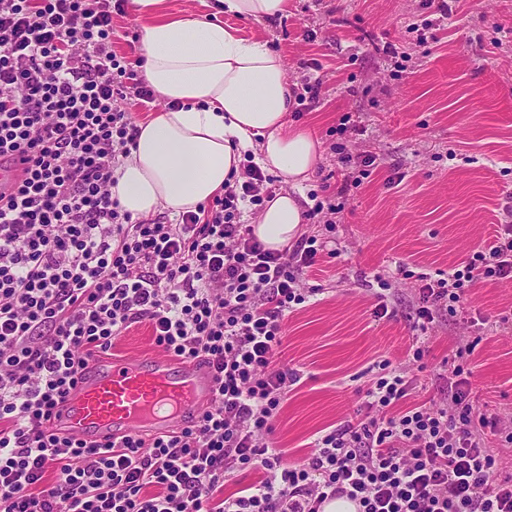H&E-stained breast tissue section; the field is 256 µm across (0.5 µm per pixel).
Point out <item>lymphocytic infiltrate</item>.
Returning a JSON list of instances; mask_svg holds the SVG:
<instances>
[{
	"label": "lymphocytic infiltrate",
	"mask_w": 512,
	"mask_h": 512,
	"mask_svg": "<svg viewBox=\"0 0 512 512\" xmlns=\"http://www.w3.org/2000/svg\"><path fill=\"white\" fill-rule=\"evenodd\" d=\"M125 0H0V158L28 168L0 208V512H512V475L486 443L499 418L476 415L462 368L443 404L412 403L391 370L367 392L368 416L315 439L284 465L268 437L299 377L278 361L284 319L314 289L303 274L316 237L279 251L241 220L272 198L258 165L197 211L135 217L112 195L139 128L124 100L150 107L143 59L112 48ZM416 317L463 309L466 286L512 279V225L463 269L420 274ZM146 322L157 346L204 358L219 387L197 421L151 442L104 446L48 431L87 357ZM248 466L261 478L223 496Z\"/></svg>",
	"instance_id": "1"
}]
</instances>
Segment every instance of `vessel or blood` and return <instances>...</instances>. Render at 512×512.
<instances>
[{"label": "vessel or blood", "mask_w": 512, "mask_h": 512, "mask_svg": "<svg viewBox=\"0 0 512 512\" xmlns=\"http://www.w3.org/2000/svg\"><path fill=\"white\" fill-rule=\"evenodd\" d=\"M216 377L202 360L153 350L94 355L49 428L97 444L128 434L148 441L190 425L212 404Z\"/></svg>", "instance_id": "vessel-or-blood-1"}]
</instances>
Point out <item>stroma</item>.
Masks as SVG:
<instances>
[{"instance_id": "35a3bbf8", "label": "stroma", "mask_w": 512, "mask_h": 512, "mask_svg": "<svg viewBox=\"0 0 512 512\" xmlns=\"http://www.w3.org/2000/svg\"><path fill=\"white\" fill-rule=\"evenodd\" d=\"M168 17L219 21L279 53L303 92L289 124L314 130L322 157L296 195L325 200L324 178L360 179L339 223L305 224L334 241L304 274L316 296L285 319L281 361L300 377L272 435L288 462L356 421L379 362L404 371L415 400H440L458 346L477 413L512 417V280L467 289L474 325L440 309L423 360L412 357L422 273H451L512 211V0H289L272 19L225 13L220 0H165ZM117 54H142L134 9L112 19ZM318 76V96L305 80ZM375 155L363 170L360 155ZM389 316L373 315L378 277Z\"/></svg>"}]
</instances>
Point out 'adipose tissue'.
Here are the masks:
<instances>
[{"mask_svg":"<svg viewBox=\"0 0 512 512\" xmlns=\"http://www.w3.org/2000/svg\"><path fill=\"white\" fill-rule=\"evenodd\" d=\"M133 2L148 21L145 78L166 107L140 123L135 147L115 171L113 196L135 217L192 210L223 193L251 151L291 185L266 200L254 222L267 247H286L304 222L291 190L310 180L320 142L288 123L284 59L223 23L165 17L164 0Z\"/></svg>","mask_w":512,"mask_h":512,"instance_id":"adipose-tissue-1","label":"adipose tissue"}]
</instances>
